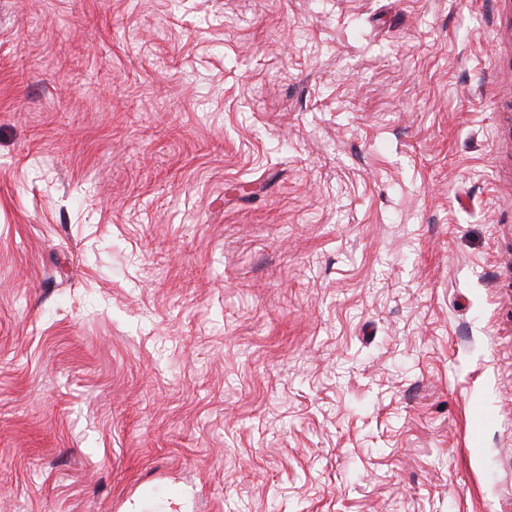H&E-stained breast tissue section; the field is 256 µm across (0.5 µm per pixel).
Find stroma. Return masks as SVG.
<instances>
[{
	"label": "stroma",
	"instance_id": "35a3bbf8",
	"mask_svg": "<svg viewBox=\"0 0 512 512\" xmlns=\"http://www.w3.org/2000/svg\"><path fill=\"white\" fill-rule=\"evenodd\" d=\"M0 512H512V0H0Z\"/></svg>",
	"mask_w": 512,
	"mask_h": 512
}]
</instances>
